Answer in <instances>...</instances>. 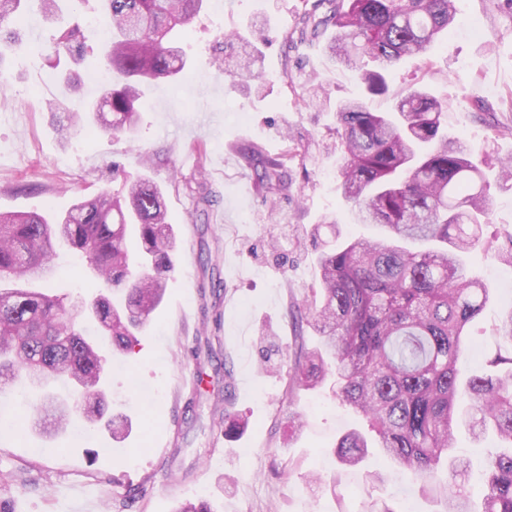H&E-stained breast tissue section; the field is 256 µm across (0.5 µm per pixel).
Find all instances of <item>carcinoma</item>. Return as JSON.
<instances>
[{
    "label": "carcinoma",
    "instance_id": "carcinoma-1",
    "mask_svg": "<svg viewBox=\"0 0 512 512\" xmlns=\"http://www.w3.org/2000/svg\"><path fill=\"white\" fill-rule=\"evenodd\" d=\"M23 0H0V42L17 45L12 24ZM203 0H103L110 39L102 58L116 74L90 108L102 131H134L146 83L173 82L186 66L171 33L189 26ZM330 13L309 17L302 33L333 27L335 63L359 72L369 96L388 91L386 75L401 61L430 50L454 21L455 0H328ZM50 48L82 56L84 35L60 29ZM443 105L411 89L389 112L361 98L336 104L341 193L362 224L379 236L323 251L307 308L320 344H301L288 360V390L313 389L328 375L336 395L368 423L373 438L351 431L335 454L358 466L373 448L444 502L443 512H512V349L497 352L483 373L465 362L463 336L481 313L488 289L463 256L481 242L489 185L479 149L448 136ZM265 197L286 189L285 162L252 150ZM80 253L107 290L81 309L106 336L113 355L128 353L163 300L175 271L174 237L161 189L142 178L126 195L102 192L80 201L55 223L38 213H0V387L21 377L66 381L84 419L125 438L108 416L101 389L106 356L80 328L63 299L19 288L56 272V246ZM470 402L474 438L497 434L503 451L484 474L475 504L461 482L441 485L442 459L454 465L453 429L459 401ZM40 432L67 431L74 407L44 395L30 405Z\"/></svg>",
    "mask_w": 512,
    "mask_h": 512
}]
</instances>
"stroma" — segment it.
I'll list each match as a JSON object with an SVG mask.
<instances>
[{
  "label": "stroma",
  "instance_id": "obj_1",
  "mask_svg": "<svg viewBox=\"0 0 512 512\" xmlns=\"http://www.w3.org/2000/svg\"><path fill=\"white\" fill-rule=\"evenodd\" d=\"M43 15L31 0L17 31L21 48L0 53V212L62 214L80 199L146 177L159 185L177 236L176 270L133 353L108 366L105 391L132 433L113 442L105 426L76 422L49 439L35 433L0 442V488L13 512H173L178 502H207L212 512H361L365 500L398 512H441L416 483L381 456L352 469L334 455L339 438L366 431L330 384L288 391V355L298 327L292 307L309 303L321 241L314 229L337 220V243L373 236L357 223L334 176L337 100L365 97L377 112L409 87L425 86L447 106L448 133L487 148L491 213L481 245L466 258L490 299L468 328V363L483 370L502 346L498 326L512 310V288L494 272L512 242V189L496 175L512 156V12L494 0H456L454 29L425 57L402 62L387 93L365 96L355 71L335 64V35L300 38L320 0H204L178 44L187 71L147 90L132 137L90 129L61 139L70 112H85L102 92L87 78L101 68L98 0H58ZM80 26L84 62L47 58L57 29ZM252 52L254 79L233 77ZM327 97L304 99L312 79ZM80 91H72L71 83ZM287 154L288 190L266 201L250 149ZM210 200L197 211L200 196ZM47 286L64 304L89 296L94 278L81 257L58 250ZM232 384H225V372ZM247 428L224 435L223 412ZM378 480L366 484L365 473Z\"/></svg>",
  "mask_w": 512,
  "mask_h": 512
}]
</instances>
